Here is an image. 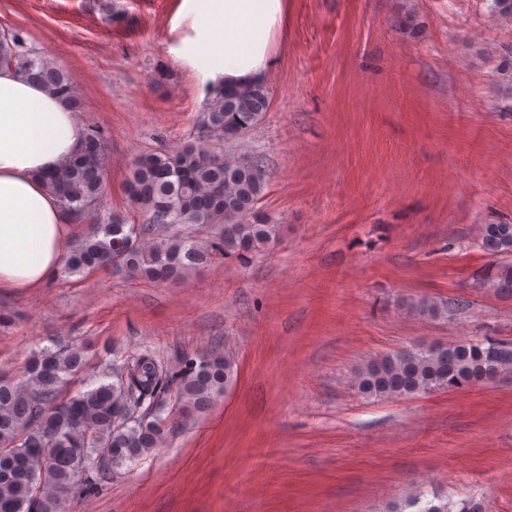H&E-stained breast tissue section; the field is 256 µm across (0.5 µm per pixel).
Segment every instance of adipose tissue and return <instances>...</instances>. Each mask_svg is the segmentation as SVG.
I'll list each match as a JSON object with an SVG mask.
<instances>
[{"label":"adipose tissue","mask_w":512,"mask_h":512,"mask_svg":"<svg viewBox=\"0 0 512 512\" xmlns=\"http://www.w3.org/2000/svg\"><path fill=\"white\" fill-rule=\"evenodd\" d=\"M204 33L210 83L265 81L284 0H180ZM83 130L65 99L0 68V293L33 291L57 272L76 225L43 177L78 149Z\"/></svg>","instance_id":"obj_1"}]
</instances>
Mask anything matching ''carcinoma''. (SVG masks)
I'll return each instance as SVG.
<instances>
[{
	"mask_svg": "<svg viewBox=\"0 0 512 512\" xmlns=\"http://www.w3.org/2000/svg\"><path fill=\"white\" fill-rule=\"evenodd\" d=\"M0 66L14 69L46 91L82 109L79 93L56 61L26 46L22 33L0 32ZM270 106L264 84L208 87L202 139L170 153L135 158L125 184L140 224L118 214L95 216L64 260L65 276L89 275L111 264L153 283L178 282L231 254L269 241L274 225L258 214L267 177L259 157H229L218 150L256 127ZM106 131L91 126L77 151L46 186L64 210L81 220L96 210L104 191ZM480 248L496 264L481 286L512 297V224H484ZM422 318L441 319L466 308L427 298L405 303ZM86 364L81 347L61 346L33 355L20 379L0 375V512H58L59 504L95 490L94 475L121 467L165 445L175 418L214 407L232 387V348L184 355L170 367L150 351L100 359L101 380L64 392ZM512 372V340L486 337L393 351L368 361L353 388L364 399L415 398L462 390ZM484 512L475 498L433 496L405 501L391 512Z\"/></svg>",
	"mask_w": 512,
	"mask_h": 512,
	"instance_id": "cac0c4a2",
	"label": "carcinoma"
}]
</instances>
